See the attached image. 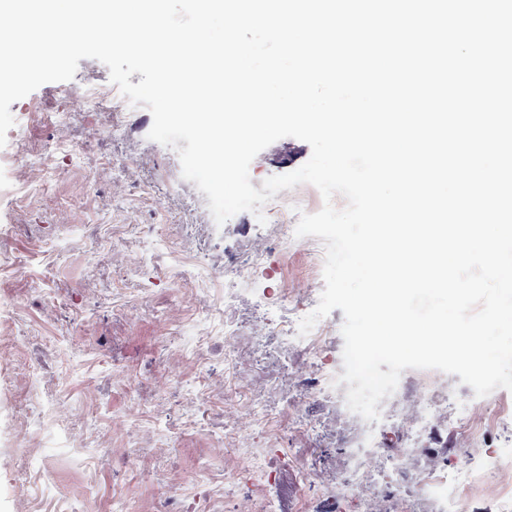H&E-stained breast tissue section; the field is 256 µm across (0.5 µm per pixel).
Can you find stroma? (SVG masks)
I'll return each mask as SVG.
<instances>
[{"mask_svg": "<svg viewBox=\"0 0 512 512\" xmlns=\"http://www.w3.org/2000/svg\"><path fill=\"white\" fill-rule=\"evenodd\" d=\"M109 69L79 62L72 83H48L14 102L0 148V512H224L257 491L276 512H300L295 480L321 447L268 449L260 474L224 489L236 465L224 446V368L199 359L223 348L212 328L199 354L176 346L191 319L218 306L195 267L220 271L225 252L258 247L260 223L239 213L216 225L206 194L184 180L174 149L150 141L148 109H89L67 86L109 85ZM65 112V125L55 115ZM41 153L40 166L18 164ZM311 156L280 139L251 162L254 188ZM308 236L268 254L247 280L254 296L294 289L318 303ZM182 256L174 265L170 251Z\"/></svg>", "mask_w": 512, "mask_h": 512, "instance_id": "obj_1", "label": "stroma"}]
</instances>
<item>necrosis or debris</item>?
Returning <instances> with one entry per match:
<instances>
[{
	"label": "necrosis or debris",
	"instance_id": "obj_1",
	"mask_svg": "<svg viewBox=\"0 0 512 512\" xmlns=\"http://www.w3.org/2000/svg\"><path fill=\"white\" fill-rule=\"evenodd\" d=\"M271 229L263 247L224 255V399L244 402L242 415L224 423V445L236 449L240 466L225 472L234 483L262 468V451L240 445L242 434L282 444L309 435L314 405L334 412L338 426L332 453L307 463L297 481L307 512H512V419L495 404L476 407L449 395L439 377H409L383 398L381 417L365 421L346 406L347 384L328 360L336 340L335 323L322 319L306 336L300 320L308 304L283 291L266 308L260 342L269 352H297L306 359L294 381V398L269 407L261 388L239 380L243 324L236 315L240 294L235 280L261 270L268 251H288L295 227L276 210L265 214ZM508 443L492 452L493 443Z\"/></svg>",
	"mask_w": 512,
	"mask_h": 512
}]
</instances>
